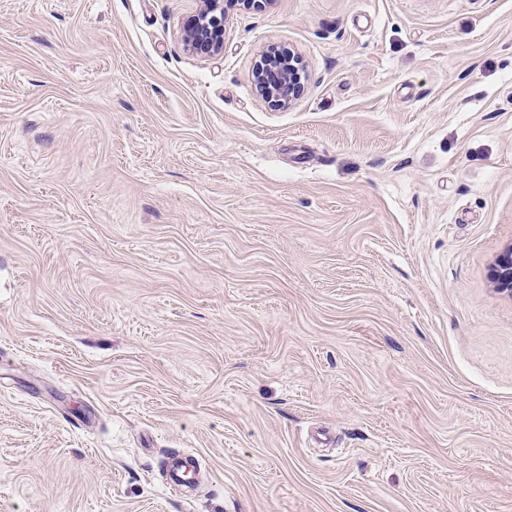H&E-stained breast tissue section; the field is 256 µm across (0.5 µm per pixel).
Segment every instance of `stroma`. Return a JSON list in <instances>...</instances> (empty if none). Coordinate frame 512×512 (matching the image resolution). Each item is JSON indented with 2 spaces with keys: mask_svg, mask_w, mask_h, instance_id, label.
Here are the masks:
<instances>
[{
  "mask_svg": "<svg viewBox=\"0 0 512 512\" xmlns=\"http://www.w3.org/2000/svg\"><path fill=\"white\" fill-rule=\"evenodd\" d=\"M199 7L0 0V512H512V0ZM200 2V9L184 29V43L193 54L209 57L224 48V1ZM305 72L304 62L294 54L269 50L254 73L256 91L273 107L288 106L303 93ZM493 285L499 292L512 297V244L494 262Z\"/></svg>",
  "mask_w": 512,
  "mask_h": 512,
  "instance_id": "1",
  "label": "stroma"
}]
</instances>
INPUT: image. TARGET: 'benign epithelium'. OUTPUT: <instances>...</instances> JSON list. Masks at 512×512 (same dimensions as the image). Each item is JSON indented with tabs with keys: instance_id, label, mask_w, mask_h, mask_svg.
Segmentation results:
<instances>
[{
	"instance_id": "benign-epithelium-1",
	"label": "benign epithelium",
	"mask_w": 512,
	"mask_h": 512,
	"mask_svg": "<svg viewBox=\"0 0 512 512\" xmlns=\"http://www.w3.org/2000/svg\"><path fill=\"white\" fill-rule=\"evenodd\" d=\"M186 48L201 57L220 53L224 48V0H201V7L184 29ZM306 66L293 54L266 52L255 73L256 91L273 107H285L304 91ZM493 285L512 297V244L493 265Z\"/></svg>"
}]
</instances>
